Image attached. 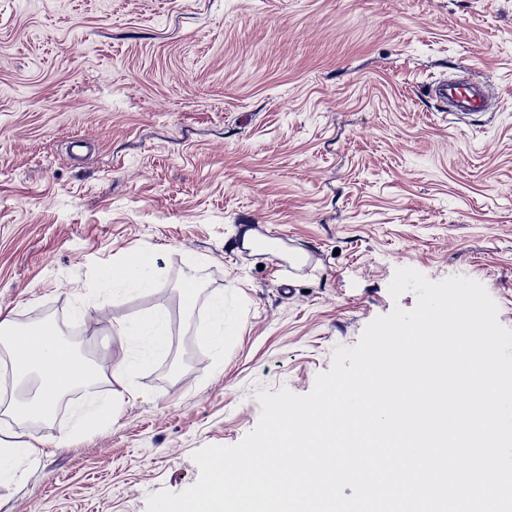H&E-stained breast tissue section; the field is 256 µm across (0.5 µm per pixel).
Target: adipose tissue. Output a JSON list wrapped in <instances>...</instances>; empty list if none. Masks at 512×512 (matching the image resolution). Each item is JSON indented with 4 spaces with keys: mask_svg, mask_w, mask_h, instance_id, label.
I'll list each match as a JSON object with an SVG mask.
<instances>
[{
    "mask_svg": "<svg viewBox=\"0 0 512 512\" xmlns=\"http://www.w3.org/2000/svg\"><path fill=\"white\" fill-rule=\"evenodd\" d=\"M103 279L114 288L134 286L148 288L152 283V259L147 252L130 251ZM0 343L15 380L22 381L38 375L40 384L34 399L27 407L9 404L14 421L33 422L50 415L59 399L75 388L88 391L98 387L105 373L101 367L78 359L61 340L54 324H41L17 329L7 318L0 320Z\"/></svg>",
    "mask_w": 512,
    "mask_h": 512,
    "instance_id": "1",
    "label": "adipose tissue"
}]
</instances>
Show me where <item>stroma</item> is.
Segmentation results:
<instances>
[{
	"label": "stroma",
	"instance_id": "obj_1",
	"mask_svg": "<svg viewBox=\"0 0 512 512\" xmlns=\"http://www.w3.org/2000/svg\"><path fill=\"white\" fill-rule=\"evenodd\" d=\"M458 76L486 111L449 115L432 87ZM134 250L154 284L113 298L102 274ZM402 267L480 282L512 328V0H0V312L105 367L133 351L117 324L161 307L171 338L49 419L0 413V445L37 449L0 512L187 489L196 451L255 427L257 392L309 393L414 307L389 294ZM218 297L220 349L195 333Z\"/></svg>",
	"mask_w": 512,
	"mask_h": 512
}]
</instances>
